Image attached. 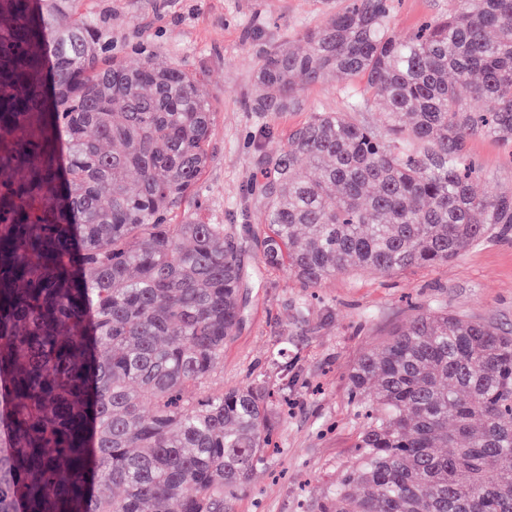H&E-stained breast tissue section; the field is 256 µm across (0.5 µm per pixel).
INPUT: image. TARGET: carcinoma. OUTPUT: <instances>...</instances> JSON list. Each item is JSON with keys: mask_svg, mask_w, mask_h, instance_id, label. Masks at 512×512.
<instances>
[{"mask_svg": "<svg viewBox=\"0 0 512 512\" xmlns=\"http://www.w3.org/2000/svg\"><path fill=\"white\" fill-rule=\"evenodd\" d=\"M448 2L397 39L391 0H350L306 51L260 55L255 112L329 75L365 80L350 111L386 108L383 135L315 112L257 159L256 245L303 287L512 227L467 155L476 135L512 144V0ZM111 51L82 0H0V512H232L278 391H201L241 321L239 237L187 210L216 108L179 66ZM349 384L358 462L321 512H512L511 331L420 312Z\"/></svg>", "mask_w": 512, "mask_h": 512, "instance_id": "carcinoma-1", "label": "carcinoma"}]
</instances>
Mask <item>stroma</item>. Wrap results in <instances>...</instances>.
I'll use <instances>...</instances> for the list:
<instances>
[{
    "label": "stroma",
    "instance_id": "obj_1",
    "mask_svg": "<svg viewBox=\"0 0 512 512\" xmlns=\"http://www.w3.org/2000/svg\"><path fill=\"white\" fill-rule=\"evenodd\" d=\"M348 0H86L112 41L117 63L135 66L142 53L196 75L218 108L212 159L195 188L202 216L234 225L245 277L242 320L224 347V366L210 390L269 374L278 349L288 354V404L272 412L278 446L270 450L235 503L234 512H319L356 463L360 418L348 374L363 351L404 326L417 311L449 312L512 329V229L470 247L454 261L385 276L355 269L316 288L301 287L284 269L265 264L255 238L262 226L248 193L259 155L276 153L289 130L314 112L348 110L361 78H328L304 87L301 109L252 111L262 51L322 25ZM448 12V0H394L389 27L398 37ZM480 173L477 196L512 193V147L472 137Z\"/></svg>",
    "mask_w": 512,
    "mask_h": 512
}]
</instances>
